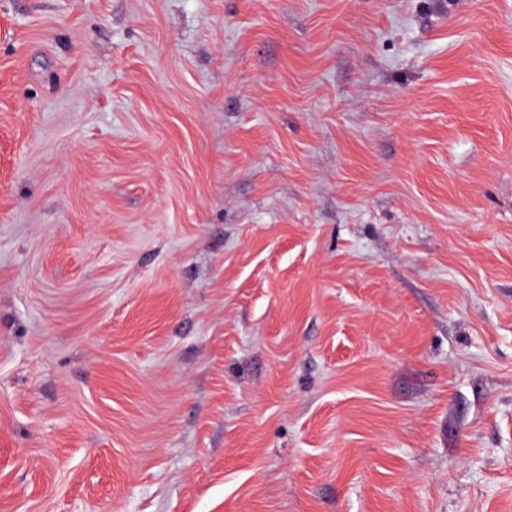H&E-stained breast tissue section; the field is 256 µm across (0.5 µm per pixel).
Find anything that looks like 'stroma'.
I'll list each match as a JSON object with an SVG mask.
<instances>
[{"label": "stroma", "mask_w": 512, "mask_h": 512, "mask_svg": "<svg viewBox=\"0 0 512 512\" xmlns=\"http://www.w3.org/2000/svg\"><path fill=\"white\" fill-rule=\"evenodd\" d=\"M0 512H512V0H0Z\"/></svg>", "instance_id": "obj_1"}]
</instances>
